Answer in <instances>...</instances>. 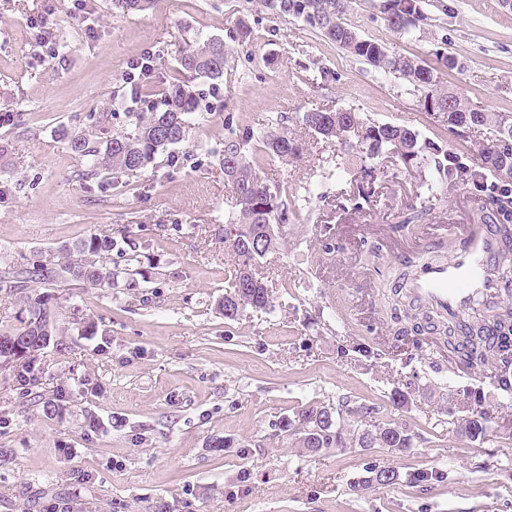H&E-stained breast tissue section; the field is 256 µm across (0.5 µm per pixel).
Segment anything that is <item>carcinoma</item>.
<instances>
[{"label":"carcinoma","mask_w":512,"mask_h":512,"mask_svg":"<svg viewBox=\"0 0 512 512\" xmlns=\"http://www.w3.org/2000/svg\"><path fill=\"white\" fill-rule=\"evenodd\" d=\"M273 15L302 20L317 30L327 41L338 45L353 57L384 75L405 80L421 93L423 109L446 114L448 130L461 140L470 138L478 129L488 130V137L479 144L473 163L462 161L461 155L435 141L421 138L416 129L390 123H377L350 108L313 109L303 113L302 125L328 141L357 150L360 168L351 181L352 190L344 207L360 213L372 205L370 185L378 175L381 158H391L405 172L422 177L424 192L417 201L406 205L396 216V228L406 224H421L444 202V192L458 185L473 187L479 192L478 211L491 219L496 232L506 241L512 240V133L502 131L504 117L471 107L458 94L443 86L438 69L422 64L414 57L395 54L381 43L362 37L355 28L343 21L352 0H257ZM155 0H112V6L127 11H145ZM387 25L401 36H412L426 20L423 0H384ZM250 27L239 22L230 30L229 39L244 47L250 43ZM228 52L224 40L198 37L186 45L178 60V76L162 90L158 105L146 112H130V128L114 134L104 133L91 144L82 135L68 136L73 153L88 157L91 174L126 173L154 162L158 153L178 145L188 136L191 121L198 110V96L191 85L195 80L218 85L224 81ZM227 138L220 165L224 179L235 198L232 216L224 225L228 234L224 244L234 257L229 273L222 309L224 317L237 316L247 306L265 310L271 306L269 287L255 270V262L279 248L280 237L275 228L290 221L288 188L278 181L260 175L267 157L283 161L303 155L304 144L288 131V118L280 119L272 130L257 132L250 126H239L233 117H225ZM130 241L126 231L121 238L92 235L71 248L65 256L42 258L0 272V294L14 296L23 304L26 316L22 326L13 332L0 333V348L14 352L16 379L23 386V396L40 407L44 414L54 415L60 407L54 398L37 391L38 379L33 367L50 342L45 340L42 327L51 322V335L58 327L55 319L56 298L35 288L37 284L58 285L78 281L94 288H110L114 282L112 254L128 258ZM497 278L512 287V249L501 256L495 267ZM404 318L422 320L446 336L448 351L465 350L471 365L482 370L494 367L499 389L512 392V357L505 354L500 340L512 336V307H490L475 317L468 333L458 335L456 324L436 313L410 304L399 289ZM468 415L465 434L473 439L486 436L490 414L482 401L467 394ZM358 408L346 399L335 407L312 408L299 412L286 428L296 437L300 447L311 452L322 448H408L410 438L401 426L379 423L371 428L353 423Z\"/></svg>","instance_id":"obj_1"}]
</instances>
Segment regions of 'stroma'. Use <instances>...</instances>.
I'll return each instance as SVG.
<instances>
[{"label":"stroma","mask_w":512,"mask_h":512,"mask_svg":"<svg viewBox=\"0 0 512 512\" xmlns=\"http://www.w3.org/2000/svg\"><path fill=\"white\" fill-rule=\"evenodd\" d=\"M425 13L412 37L391 31L372 0H354L345 21L433 67L438 53L455 55L462 68L443 72L444 84L474 108L512 115V9L426 0ZM40 17L43 32L30 25ZM241 20L251 41L229 44L222 101L186 141L117 180L86 178L65 136L128 128L129 62L157 51L163 88L187 43L226 37ZM318 108L406 125L473 159V143L425 111L408 83L252 0H159L144 13L112 0H85L80 12L69 0H0V113L14 117L0 126V270L120 228L153 264L136 288L126 287L122 261L112 287L48 286L61 333L35 372L60 411L45 415L0 372V512H512V435L495 421L471 440L456 405L459 391H479L497 419L512 415V394L457 371L434 339L402 354L390 347L396 324L381 291L405 260L435 254L418 225L391 228L420 193L417 176L383 161L367 213L342 210L358 154L337 170L339 145L301 130L300 159L262 165L266 178L287 184L292 211L280 249L258 262L274 305L224 316L234 263L224 247L232 192L217 156L224 117L261 131L277 116L296 122ZM316 184L318 197L309 193ZM402 386L408 403L399 407L392 394ZM346 396L369 407L364 424L403 427L409 448L311 453L285 432L298 411ZM89 414L103 429L87 427ZM386 467L399 484H365Z\"/></svg>","instance_id":"1"}]
</instances>
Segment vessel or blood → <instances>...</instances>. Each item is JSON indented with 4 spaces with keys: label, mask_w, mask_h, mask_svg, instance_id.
<instances>
[{
    "label": "vessel or blood",
    "mask_w": 512,
    "mask_h": 512,
    "mask_svg": "<svg viewBox=\"0 0 512 512\" xmlns=\"http://www.w3.org/2000/svg\"><path fill=\"white\" fill-rule=\"evenodd\" d=\"M435 246L448 248V256L413 262L403 289L415 303L442 312L459 330H467L474 309L503 303L508 294L492 274L507 244L493 224L472 218L445 226Z\"/></svg>",
    "instance_id": "1"
}]
</instances>
